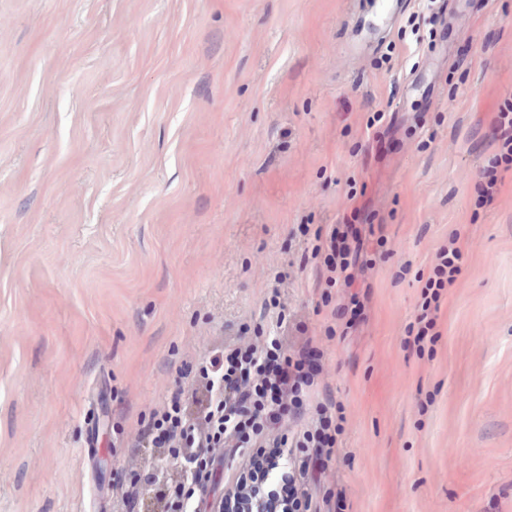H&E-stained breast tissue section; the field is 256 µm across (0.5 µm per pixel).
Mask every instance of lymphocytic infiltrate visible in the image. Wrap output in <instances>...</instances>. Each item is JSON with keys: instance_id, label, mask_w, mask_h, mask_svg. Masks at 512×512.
<instances>
[{"instance_id": "lymphocytic-infiltrate-1", "label": "lymphocytic infiltrate", "mask_w": 512, "mask_h": 512, "mask_svg": "<svg viewBox=\"0 0 512 512\" xmlns=\"http://www.w3.org/2000/svg\"><path fill=\"white\" fill-rule=\"evenodd\" d=\"M502 145L488 157L476 184L477 205L490 204L512 172V100L496 119ZM460 234L452 232L434 257L421 287L415 317L417 349L436 343L437 313L445 290L462 272ZM361 230L334 225L310 254L330 286L350 287L360 260ZM275 277L263 311L269 327L240 326L236 336L212 346L196 365L198 386L178 389L149 421L139 447L175 462L172 474L132 468L123 493L134 508L141 482H162V512H349L346 489L331 478L343 457L338 438L345 408L324 379L327 353L317 337L290 342V319Z\"/></svg>"}]
</instances>
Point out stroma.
<instances>
[{
  "label": "stroma",
  "mask_w": 512,
  "mask_h": 512,
  "mask_svg": "<svg viewBox=\"0 0 512 512\" xmlns=\"http://www.w3.org/2000/svg\"><path fill=\"white\" fill-rule=\"evenodd\" d=\"M393 27L369 0H0V512H115L183 365L288 313L322 335L299 225H381L325 342L351 512H512V0ZM384 113L376 126L369 120ZM433 356L405 347L452 231ZM501 130L502 145L496 153L488 157L479 171V181L476 184V205L484 206L492 202L497 192L498 183L503 179V173H512V100L505 99L496 119ZM362 310L363 304L356 293L349 296L347 303L340 302L334 304L330 311V316L336 324V328L344 326L340 336H344L349 329L355 327L360 320Z\"/></svg>",
  "instance_id": "obj_1"
}]
</instances>
